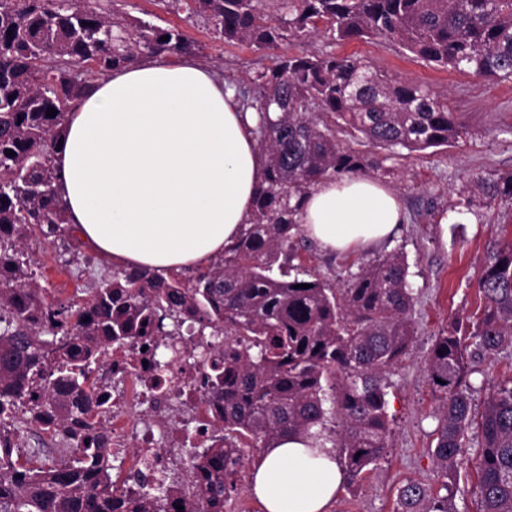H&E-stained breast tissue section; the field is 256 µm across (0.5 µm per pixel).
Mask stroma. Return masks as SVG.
<instances>
[{
  "label": "stroma",
  "mask_w": 512,
  "mask_h": 512,
  "mask_svg": "<svg viewBox=\"0 0 512 512\" xmlns=\"http://www.w3.org/2000/svg\"><path fill=\"white\" fill-rule=\"evenodd\" d=\"M126 11L132 17L154 15L160 26L181 28L194 57L236 86L250 85L260 72L273 67L279 55L353 54L395 79L422 83L447 97L450 110L469 127V134L449 146L394 155L338 132L344 147L367 160L382 161V169L367 170L366 175L400 196L405 221L382 250L331 253L309 240L296 258L312 275L340 288L379 253L399 251L407 259L408 281L415 292L414 342L388 376L390 446L359 485L339 492L329 512H396L399 490L409 482L439 491L441 479L431 452L438 398L424 367L436 337L453 317L481 312L483 302L476 287L480 260L490 241L512 236V203H496L473 214L460 205L458 195L473 176L512 169V81L441 70L383 40L334 42L320 34L302 42H283L275 51H258L224 43L202 20L164 11L155 0H127ZM30 251L39 280L58 301L85 302L92 288L111 279L116 270L105 257L89 260L66 254L45 241L32 244ZM479 441L477 433H470L466 454L455 467L457 496L470 512L477 508L473 490L481 460Z\"/></svg>",
  "instance_id": "stroma-1"
}]
</instances>
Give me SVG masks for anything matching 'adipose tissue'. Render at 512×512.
I'll return each mask as SVG.
<instances>
[{"instance_id": "obj_1", "label": "adipose tissue", "mask_w": 512, "mask_h": 512, "mask_svg": "<svg viewBox=\"0 0 512 512\" xmlns=\"http://www.w3.org/2000/svg\"><path fill=\"white\" fill-rule=\"evenodd\" d=\"M256 114L235 87L190 57H144L93 81L54 155L68 220L126 269L166 276L207 266L250 219L267 159ZM300 222L320 247L385 242L405 215L399 196L364 176L316 184ZM345 482L332 448L282 437L249 490L265 512H327Z\"/></svg>"}]
</instances>
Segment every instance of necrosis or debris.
<instances>
[{"instance_id": "4bbe7bcc", "label": "necrosis or debris", "mask_w": 512, "mask_h": 512, "mask_svg": "<svg viewBox=\"0 0 512 512\" xmlns=\"http://www.w3.org/2000/svg\"><path fill=\"white\" fill-rule=\"evenodd\" d=\"M223 357V337L196 334L132 336L104 355L112 410L93 425L124 463L115 485L137 471L177 474L190 451L211 445L224 426V394L204 386L201 374Z\"/></svg>"}]
</instances>
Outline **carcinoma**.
Masks as SVG:
<instances>
[{"instance_id": "cac0c4a2", "label": "carcinoma", "mask_w": 512, "mask_h": 512, "mask_svg": "<svg viewBox=\"0 0 512 512\" xmlns=\"http://www.w3.org/2000/svg\"><path fill=\"white\" fill-rule=\"evenodd\" d=\"M156 2L203 19L226 43L266 50L320 32L334 41L381 38L441 68L512 80V0ZM190 48L174 27L127 20L119 0H0V416L10 414L0 429V512H167L175 498L183 512H224L250 445L268 448L288 434L329 443L350 487L389 448L387 377L415 335L405 257L381 256L335 288L293 265L296 216L318 182L376 167L347 151L337 128L410 153L446 146L467 130L447 100L360 57L284 56L242 91L259 115L266 186L250 223L208 268L167 279L121 269L81 305L45 300L29 242L60 240L74 253L81 246L52 165L67 115L98 77ZM459 195L469 211L512 202V170L477 176ZM477 288L479 320L452 319L425 365L440 398L432 456L445 494L410 482L400 490L401 512H456L452 471L474 428L479 512H512V379L480 413L471 398L481 362L512 344V239L490 243ZM187 318L200 334L224 335V371L216 373L224 439L193 453L196 477L133 475L140 491L127 494L112 488L109 449L72 446L101 404L94 372L140 323L161 333ZM53 419L61 447L39 438L20 462L10 433ZM336 420L339 433L328 427Z\"/></svg>"}]
</instances>
